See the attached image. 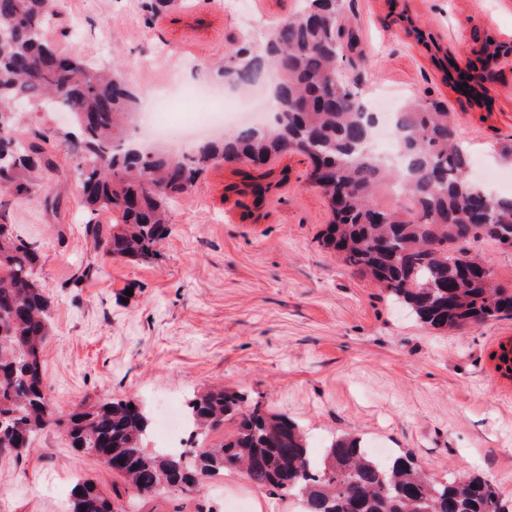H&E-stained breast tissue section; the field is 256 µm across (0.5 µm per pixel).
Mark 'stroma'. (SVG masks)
Masks as SVG:
<instances>
[{"instance_id": "obj_1", "label": "stroma", "mask_w": 512, "mask_h": 512, "mask_svg": "<svg viewBox=\"0 0 512 512\" xmlns=\"http://www.w3.org/2000/svg\"><path fill=\"white\" fill-rule=\"evenodd\" d=\"M142 0H57L47 37L63 52L119 63L139 102L169 79L224 89L213 70L228 41L271 28L297 0H190L145 23ZM359 50L344 67L366 93L398 103L444 100L476 169H495L512 138V72L486 90L490 109L445 83L446 61L465 66L477 39L512 40V0H345ZM417 26L426 36L409 34ZM150 67H141L142 59ZM48 193L5 201L0 218L41 251L39 277L52 300L43 351L47 392L69 414L110 400L185 404L221 384L305 425L313 450L351 434L410 455L432 476L479 473L512 512V379L490 355L512 337V317L444 334L395 307L369 277L322 243L332 215L306 181L307 159L275 157L288 181L258 221L241 220V197L224 192L233 165L213 167L199 190L171 204L173 224L150 263L101 256L86 230L82 196L59 148ZM58 206H51V199ZM22 460L0 457V512H65L72 483L104 493L120 479L72 448L58 429L39 433ZM225 497L199 486L140 500L138 512H299L234 471Z\"/></svg>"}]
</instances>
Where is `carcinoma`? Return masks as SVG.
I'll return each instance as SVG.
<instances>
[{
	"label": "carcinoma",
	"mask_w": 512,
	"mask_h": 512,
	"mask_svg": "<svg viewBox=\"0 0 512 512\" xmlns=\"http://www.w3.org/2000/svg\"><path fill=\"white\" fill-rule=\"evenodd\" d=\"M344 0H299L270 29L264 49L231 42L219 72L252 85L269 71L277 79V120L243 127L218 141L173 156L133 148L125 136L137 100L118 64L102 68L58 51L46 37L51 0H0V194L25 200L44 191L40 173L55 166V132L17 133L13 106L70 113L76 132L71 169L86 206L88 231L101 254L152 262L169 231L170 201L198 189L202 173L239 163V181L225 190L251 197L248 218L288 181L273 157L294 152L309 161L306 180L326 197L333 219L324 245L369 275L393 302L433 329L455 330L512 316V289L485 273L474 245L484 240L512 250V196L489 194L469 176L471 154L456 140L442 101L409 103L395 137L401 164L369 146L374 113L343 71L356 32L344 27ZM183 7V0H143L146 19ZM405 187L407 205L377 207V190ZM110 224H101L100 217ZM41 253L0 221V456L23 459L35 435L66 432L76 450L124 480L129 504L174 488L191 492L200 481L232 469L258 489L294 499L300 512H506L501 495L481 475L438 481L406 455L371 456L362 438H334L314 455L297 421L214 387L187 399L196 446L150 448L151 418L130 400L59 413L44 384L42 354L51 300L37 276ZM495 369L508 376L512 338L498 344ZM134 408H129V405ZM233 436L208 444L227 418ZM66 512H115L112 498L89 480L71 490Z\"/></svg>",
	"instance_id": "1"
}]
</instances>
